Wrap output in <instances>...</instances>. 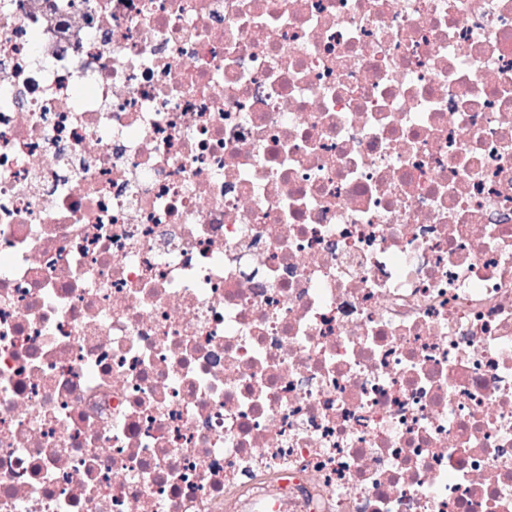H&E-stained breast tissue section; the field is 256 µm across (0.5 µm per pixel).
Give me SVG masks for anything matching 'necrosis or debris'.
I'll list each match as a JSON object with an SVG mask.
<instances>
[{
    "instance_id": "necrosis-or-debris-1",
    "label": "necrosis or debris",
    "mask_w": 512,
    "mask_h": 512,
    "mask_svg": "<svg viewBox=\"0 0 512 512\" xmlns=\"http://www.w3.org/2000/svg\"><path fill=\"white\" fill-rule=\"evenodd\" d=\"M0 512H512V0H0Z\"/></svg>"
}]
</instances>
